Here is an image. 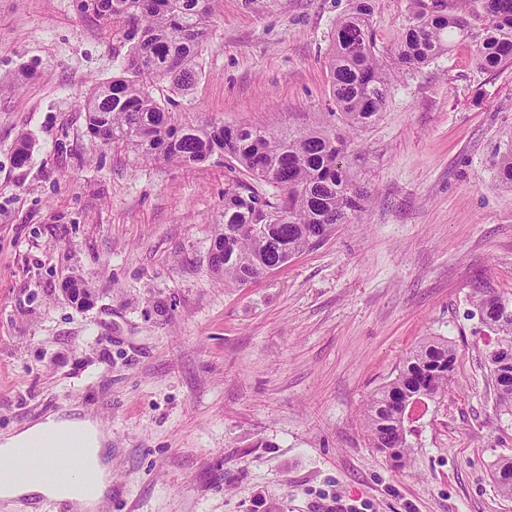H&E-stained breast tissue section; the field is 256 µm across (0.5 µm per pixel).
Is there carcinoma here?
<instances>
[{"label": "carcinoma", "instance_id": "carcinoma-1", "mask_svg": "<svg viewBox=\"0 0 512 512\" xmlns=\"http://www.w3.org/2000/svg\"><path fill=\"white\" fill-rule=\"evenodd\" d=\"M420 9L394 45L391 60L377 52L368 0L336 24L328 61L338 117L348 129L376 122L390 85L402 67L418 68L448 52L454 38L473 42L475 62L492 70L512 60V0H418ZM211 0H85L106 24L126 17L133 45L122 73L93 86L84 101L90 134L104 145L121 143L148 159L197 165L220 155L249 178L283 191L273 202L241 181L224 192V222L214 235L210 265L224 282L244 285L274 270L328 237L363 209L364 193L345 162L348 142L328 117L310 126L270 131L252 126L183 125L174 121L150 92L167 83L185 94L197 76L196 58L209 33ZM501 184L512 188V147L497 156ZM80 307L93 302L84 281L66 284ZM480 320L498 332L485 357L495 379L512 350V300L483 291ZM456 351L448 340L431 337L407 354L394 379L374 392L364 410L373 447L391 464L405 463L409 408L440 396L452 380ZM502 495L512 498V459L494 465Z\"/></svg>", "mask_w": 512, "mask_h": 512}]
</instances>
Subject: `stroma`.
Returning <instances> with one entry per match:
<instances>
[{"instance_id":"obj_1","label":"stroma","mask_w":512,"mask_h":512,"mask_svg":"<svg viewBox=\"0 0 512 512\" xmlns=\"http://www.w3.org/2000/svg\"><path fill=\"white\" fill-rule=\"evenodd\" d=\"M388 52L413 0H370ZM354 0H215L195 84L155 99L184 124L266 129L335 111L326 58ZM129 23L82 0H0V434L74 407L112 434L109 512H512L494 464L512 415L484 356L478 291L512 297V63L470 42L401 73L377 122L350 132L365 208L256 281L209 264L222 157L187 167L105 146L89 89L118 74ZM32 153L15 162L20 137ZM81 278L86 308L62 290ZM457 351L445 394L412 414L406 463L371 444L369 396L423 339Z\"/></svg>"}]
</instances>
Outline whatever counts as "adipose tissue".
Instances as JSON below:
<instances>
[{
    "label": "adipose tissue",
    "instance_id": "1",
    "mask_svg": "<svg viewBox=\"0 0 512 512\" xmlns=\"http://www.w3.org/2000/svg\"><path fill=\"white\" fill-rule=\"evenodd\" d=\"M72 437L86 448L88 476L65 475L47 483L36 479L42 454ZM111 436L99 422L88 417L49 416L0 440V498L10 500L22 496H43L69 499L92 512L100 501L103 489L112 478V464L107 445ZM29 471L30 479L21 481L17 472Z\"/></svg>",
    "mask_w": 512,
    "mask_h": 512
}]
</instances>
